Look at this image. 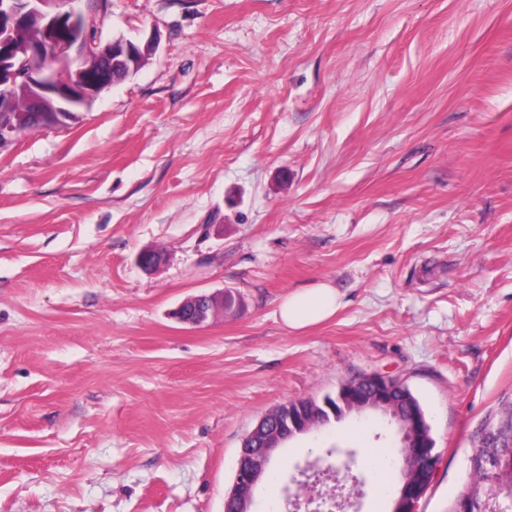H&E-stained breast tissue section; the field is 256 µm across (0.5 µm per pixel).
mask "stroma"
I'll return each instance as SVG.
<instances>
[{
	"label": "stroma",
	"mask_w": 512,
	"mask_h": 512,
	"mask_svg": "<svg viewBox=\"0 0 512 512\" xmlns=\"http://www.w3.org/2000/svg\"><path fill=\"white\" fill-rule=\"evenodd\" d=\"M98 41L155 54L66 128L0 151V512H224L239 447L289 401L370 372L422 404L448 512L512 398V0H87ZM159 251L153 271L136 263ZM320 282L331 319L285 328ZM193 327L174 309L224 290ZM382 420L275 451L355 450L391 512ZM338 307L336 289L322 283L289 295L279 306V316L288 329L301 330L332 317Z\"/></svg>",
	"instance_id": "35a3bbf8"
}]
</instances>
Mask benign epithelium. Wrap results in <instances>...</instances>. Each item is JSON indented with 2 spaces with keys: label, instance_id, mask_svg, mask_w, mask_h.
<instances>
[{
  "label": "benign epithelium",
  "instance_id": "obj_1",
  "mask_svg": "<svg viewBox=\"0 0 512 512\" xmlns=\"http://www.w3.org/2000/svg\"><path fill=\"white\" fill-rule=\"evenodd\" d=\"M36 22L38 37L24 47L23 56L10 49L0 61V113L15 111L11 88L17 83L27 86L29 104L44 113L42 126L57 127L64 124L70 114L79 111L101 91L112 85L102 72L101 63L141 64L142 54L155 53L158 37L150 36L136 42L119 36L99 46L92 36L89 18L80 0H0V46L8 45L9 34L15 29ZM48 55L55 60L70 59L80 63L75 77L70 78L61 69L35 70L27 61ZM401 385L395 377L382 373H369L341 384L335 401L323 399L320 407L311 412L284 404L263 417L248 434L260 448L241 450L232 489L224 501V512H250L254 490L272 454L284 442L345 417L351 406L367 398L366 409L383 413L389 407V395ZM427 419L423 411L414 410L404 426L400 441L415 449L423 461L433 463L438 457L435 444L427 433ZM429 485L414 479L410 490L396 499L392 512H416L417 504Z\"/></svg>",
  "mask_w": 512,
  "mask_h": 512
}]
</instances>
